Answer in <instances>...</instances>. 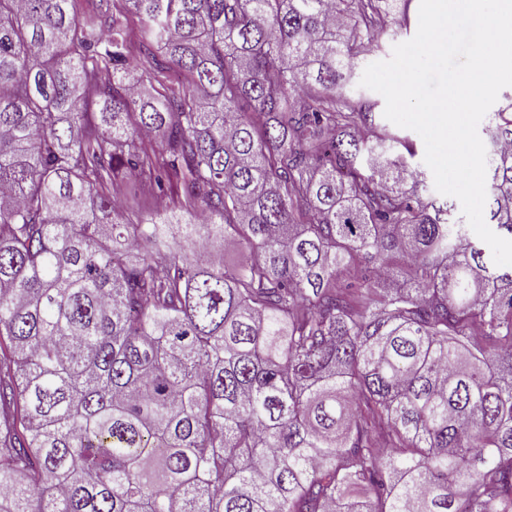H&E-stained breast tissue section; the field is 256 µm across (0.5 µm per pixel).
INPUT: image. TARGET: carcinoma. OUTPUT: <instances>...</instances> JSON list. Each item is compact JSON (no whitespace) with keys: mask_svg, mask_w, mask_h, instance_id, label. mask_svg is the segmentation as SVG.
<instances>
[{"mask_svg":"<svg viewBox=\"0 0 512 512\" xmlns=\"http://www.w3.org/2000/svg\"><path fill=\"white\" fill-rule=\"evenodd\" d=\"M126 2L0 0V512H512V266L347 95L407 4ZM113 193L123 200L127 214L134 224L153 214L159 202L166 204L170 200L168 195L151 190L134 178L114 187Z\"/></svg>","mask_w":512,"mask_h":512,"instance_id":"obj_1","label":"carcinoma"}]
</instances>
